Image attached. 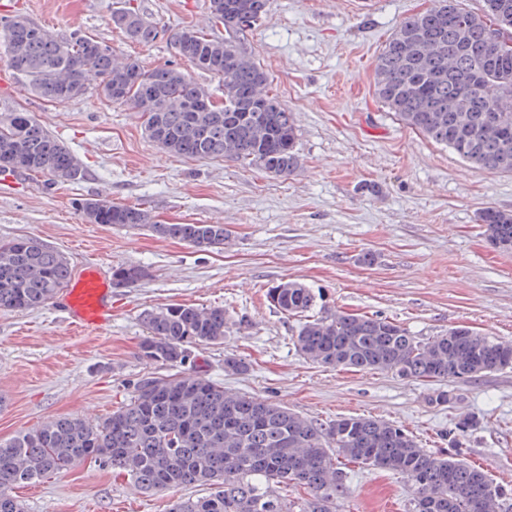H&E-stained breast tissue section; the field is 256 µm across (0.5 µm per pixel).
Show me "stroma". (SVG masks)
<instances>
[{
	"label": "stroma",
	"instance_id": "35a3bbf8",
	"mask_svg": "<svg viewBox=\"0 0 512 512\" xmlns=\"http://www.w3.org/2000/svg\"><path fill=\"white\" fill-rule=\"evenodd\" d=\"M120 0H0V18L21 14L59 34L81 33L118 56L152 68L176 63L170 31L190 26L223 36L208 0H132L160 34L128 41L112 25ZM433 0H269L244 39L269 88L298 130L300 167L285 177L227 158L169 154L145 134L140 113L89 89L50 103L0 60V109L28 112L80 159V180L0 176V240L33 237L60 252L73 272L138 266L145 277L112 286L105 325L73 330L64 294L26 311L0 310V441L58 417L100 420L147 373L138 346L144 310L169 304L223 306V343L202 345L191 371L324 423L365 416L391 422L431 451L448 431L479 418L461 437L469 464L512 489V368L445 384L381 371L326 367L295 348L300 317L274 308L267 292L297 281L323 295L325 309L379 316L427 339L467 327L512 343V253L487 239L479 212H512V173L471 167L412 130L374 93L377 56L407 17ZM102 195L147 210L162 224H221L220 250H201L145 226L92 224L77 208ZM372 253L373 264L361 261ZM246 358L244 374L224 356ZM455 393L445 405L438 387ZM336 512H409L411 477L357 463ZM27 512H168L176 494L147 495L94 462L14 488Z\"/></svg>",
	"mask_w": 512,
	"mask_h": 512
}]
</instances>
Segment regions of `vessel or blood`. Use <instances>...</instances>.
Listing matches in <instances>:
<instances>
[{
	"label": "vessel or blood",
	"mask_w": 512,
	"mask_h": 512,
	"mask_svg": "<svg viewBox=\"0 0 512 512\" xmlns=\"http://www.w3.org/2000/svg\"><path fill=\"white\" fill-rule=\"evenodd\" d=\"M66 301L76 327H97L112 316L110 284L94 265L83 268L73 279Z\"/></svg>",
	"instance_id": "vessel-or-blood-1"
}]
</instances>
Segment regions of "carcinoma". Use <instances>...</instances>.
Segmentation results:
<instances>
[{"label":"carcinoma","instance_id":"obj_1","mask_svg":"<svg viewBox=\"0 0 512 512\" xmlns=\"http://www.w3.org/2000/svg\"><path fill=\"white\" fill-rule=\"evenodd\" d=\"M268 0H209L212 20L225 37L193 27L169 35L174 53L221 81L224 99L171 64L145 68L131 56L81 34L51 32L23 15L0 20L4 62L47 101L66 102L90 86L106 100L141 113L146 135L163 150L196 159L230 157L273 176L300 167L291 113L268 89L266 70L241 38L256 28ZM512 16V0H484L481 12L458 0H435L406 18L375 65L378 98L409 128L490 172L512 173V45L490 41L492 28ZM112 25L145 44L159 30L131 6L112 11ZM73 182L83 169L71 150L21 109L0 111V172ZM92 224H132L194 247L221 249L222 224H155L139 207L99 196L76 202ZM490 241L512 251V214L493 208L478 216ZM145 275L119 266L113 278L134 284ZM71 269L60 253L33 237L0 241V309L31 310L54 298ZM281 312L303 318L294 339L314 363L391 372L404 379L448 381L481 371L512 368V344L456 327L426 340L381 317L314 312L321 295L284 282L268 291ZM148 336L139 356L173 370L144 376L122 406L100 422L55 418L0 441V512H24L11 494L19 484L91 460L125 475L149 494L181 489L170 512H336L347 491L336 458L409 474L413 512H512V492L458 458L459 438L478 420L460 419L448 432V454L421 447L400 427L364 417L327 425L288 407L249 395H227L224 386L185 371L193 349L224 342L222 306L171 304L144 312ZM209 485L204 496L187 490ZM298 486L292 500L278 489Z\"/></svg>","mask_w":512,"mask_h":512}]
</instances>
